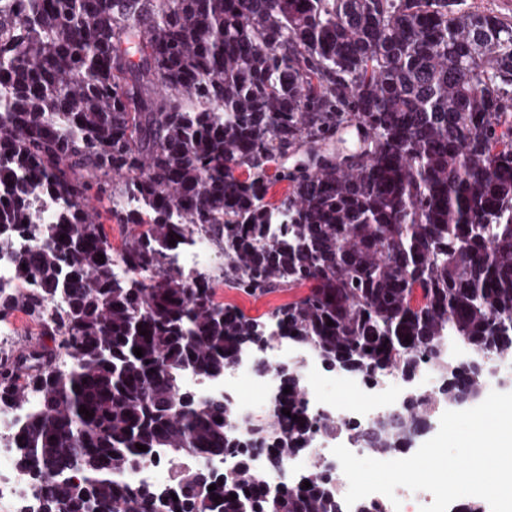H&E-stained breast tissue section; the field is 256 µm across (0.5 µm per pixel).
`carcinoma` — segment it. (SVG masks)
Listing matches in <instances>:
<instances>
[{
    "instance_id": "obj_1",
    "label": "carcinoma",
    "mask_w": 512,
    "mask_h": 512,
    "mask_svg": "<svg viewBox=\"0 0 512 512\" xmlns=\"http://www.w3.org/2000/svg\"><path fill=\"white\" fill-rule=\"evenodd\" d=\"M14 2L0 251L37 242L14 258L22 287L0 288V320L22 310L51 341L0 357V411L18 415L35 491L23 512H348L323 473L275 490L251 467L252 448L277 468L339 430L310 412L297 367L275 368L291 392L244 423L229 398L181 385L276 341L369 379H410L430 356L434 399L484 400L473 361L512 354L511 20L464 0ZM275 182L288 192L270 203ZM35 193L62 204L54 222ZM93 196L132 229L119 251ZM194 236L231 288L306 291L263 320L218 302L213 279L168 260L169 239ZM450 338L473 358L448 361ZM349 428L394 455L432 429L429 400ZM160 450L199 466L121 481ZM226 457L231 473L208 466Z\"/></svg>"
}]
</instances>
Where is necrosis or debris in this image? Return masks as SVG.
Wrapping results in <instances>:
<instances>
[{"instance_id":"4bbe7bcc","label":"necrosis or debris","mask_w":512,"mask_h":512,"mask_svg":"<svg viewBox=\"0 0 512 512\" xmlns=\"http://www.w3.org/2000/svg\"><path fill=\"white\" fill-rule=\"evenodd\" d=\"M288 363L297 364L300 368L306 400L312 412L342 420L360 416L368 424L391 416L410 396L431 392L439 384L433 366L425 359L418 360L412 381H405L396 371L385 373L373 381L346 373H329L313 351H300L277 342L261 355L241 356L220 380H203L190 374L185 378V385L203 396L219 394L231 398L238 414L249 419L271 407L280 392L279 379L273 368ZM339 385L353 389L360 397L359 403L347 407L332 398L330 389ZM337 444V438L315 435L306 452L288 458L276 469L268 467L266 452L257 450L251 457L252 468L272 486L294 483L301 471L326 472L337 497L341 498L348 490V480L332 453ZM29 486L28 474L14 464L13 449L0 446V512H17Z\"/></svg>"}]
</instances>
